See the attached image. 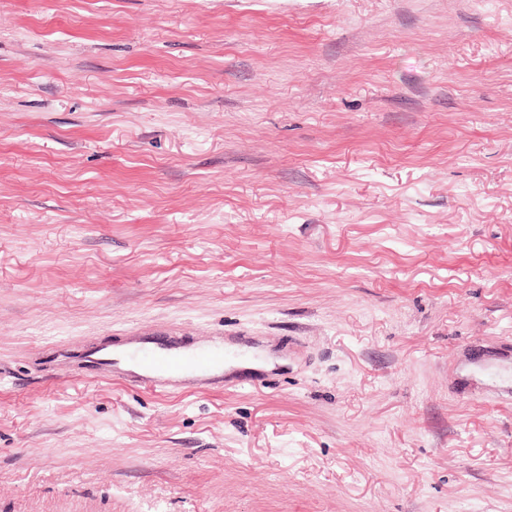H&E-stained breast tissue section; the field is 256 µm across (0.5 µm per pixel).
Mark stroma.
I'll return each instance as SVG.
<instances>
[{"instance_id": "stroma-1", "label": "stroma", "mask_w": 512, "mask_h": 512, "mask_svg": "<svg viewBox=\"0 0 512 512\" xmlns=\"http://www.w3.org/2000/svg\"><path fill=\"white\" fill-rule=\"evenodd\" d=\"M0 512H512V0H0Z\"/></svg>"}]
</instances>
